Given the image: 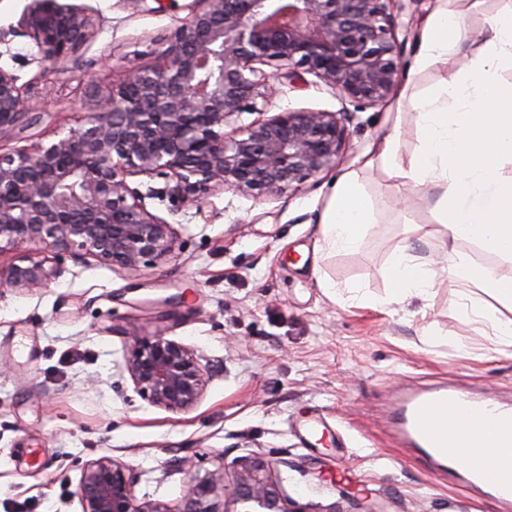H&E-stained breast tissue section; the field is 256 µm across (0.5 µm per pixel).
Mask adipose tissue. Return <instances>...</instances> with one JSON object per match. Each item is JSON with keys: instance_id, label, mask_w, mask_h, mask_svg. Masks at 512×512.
<instances>
[{"instance_id": "1", "label": "adipose tissue", "mask_w": 512, "mask_h": 512, "mask_svg": "<svg viewBox=\"0 0 512 512\" xmlns=\"http://www.w3.org/2000/svg\"><path fill=\"white\" fill-rule=\"evenodd\" d=\"M455 2L435 0L420 30L413 70L437 64L449 68L441 86L415 104L420 146L413 153H402L395 132L378 149L377 159L400 183L440 189L436 208L443 231L437 234L418 225L414 231L419 238L440 249L452 240L477 239L511 256L512 176L502 175L501 163L512 159V86H501L497 77L504 64H512V8L490 18V38L464 74L449 66L461 30ZM371 218L357 173L344 174L325 214V243L332 248L356 247ZM392 269L387 297L391 304L413 294H429L444 273L493 294L508 311L507 317L494 318V330L504 345L512 346L511 278L474 267L460 254L450 257L446 270L440 271L404 251L393 258Z\"/></svg>"}]
</instances>
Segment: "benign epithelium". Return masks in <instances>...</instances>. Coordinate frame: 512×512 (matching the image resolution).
I'll return each mask as SVG.
<instances>
[{
	"label": "benign epithelium",
	"instance_id": "obj_1",
	"mask_svg": "<svg viewBox=\"0 0 512 512\" xmlns=\"http://www.w3.org/2000/svg\"><path fill=\"white\" fill-rule=\"evenodd\" d=\"M193 2L156 63L97 92L80 127L0 153V254L20 252L0 265V296L48 287L68 258L127 272L172 259L180 234L147 209L156 191L131 186L134 177L165 180L179 207L225 190L275 200L335 167L347 138L343 111L288 109L239 123L270 101L273 75L263 67H276L294 88L311 75L355 106L394 91L401 43L393 0ZM22 26L35 59L55 65L90 39L93 21L57 0H31ZM31 123L18 77L0 66V138ZM41 245L51 255L31 254ZM125 370L142 399L173 413L192 409L209 382L201 356L162 329L128 332ZM181 466L182 495L165 505L136 496L127 464L92 459L77 487L81 512H310L282 497L273 463L261 456L243 458L232 485L217 471L193 472L188 459Z\"/></svg>",
	"mask_w": 512,
	"mask_h": 512
}]
</instances>
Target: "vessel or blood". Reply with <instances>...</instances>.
Listing matches in <instances>:
<instances>
[{
    "instance_id": "b4317fda",
    "label": "vessel or blood",
    "mask_w": 512,
    "mask_h": 512,
    "mask_svg": "<svg viewBox=\"0 0 512 512\" xmlns=\"http://www.w3.org/2000/svg\"><path fill=\"white\" fill-rule=\"evenodd\" d=\"M389 420L399 441L416 449L429 470L459 477L474 492L512 499V402L476 397L462 386L409 384L393 399ZM460 439L475 461L465 470L451 452Z\"/></svg>"
}]
</instances>
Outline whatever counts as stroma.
I'll return each mask as SVG.
<instances>
[{
    "instance_id": "1",
    "label": "stroma",
    "mask_w": 512,
    "mask_h": 512,
    "mask_svg": "<svg viewBox=\"0 0 512 512\" xmlns=\"http://www.w3.org/2000/svg\"><path fill=\"white\" fill-rule=\"evenodd\" d=\"M85 10L90 40L53 69L32 61L21 20L29 0H0L8 51L0 65L24 89L38 121L0 152L52 141L79 127L95 106L89 86L107 88L131 65H146L192 0H60ZM433 0H397L402 69L393 94L375 106L343 110L336 94L308 81L275 84L272 111H345L348 138L335 167L279 199L216 192L203 209L173 211L168 198L148 210L178 227L183 246L169 263L129 273L65 261L62 275L32 293L0 298V512H81L82 466L108 454L132 466L138 497L173 503L190 458L199 473L223 471L234 483L244 457L273 464L284 496L311 512H504L498 503L427 470L396 444L385 419L395 390L446 382L512 401V346L486 318L465 316L458 281L444 278L425 297L387 305L390 264L402 250L436 262L415 225L435 224L437 192L390 179L366 157L392 129L400 149L419 146L415 98L437 89L443 65L410 74L419 26ZM466 33L456 68L490 37L489 19L512 0H458ZM358 171L374 222L357 249L322 241L323 214L339 178ZM474 266L512 277V258L477 240L452 244ZM164 328L195 349L212 378L196 406L172 413L150 405L123 370L131 328Z\"/></svg>"
}]
</instances>
